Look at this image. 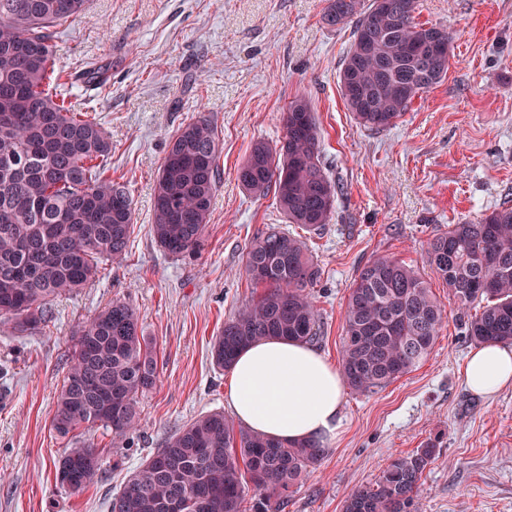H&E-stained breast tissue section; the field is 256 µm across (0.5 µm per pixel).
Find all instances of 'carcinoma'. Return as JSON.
Segmentation results:
<instances>
[{
    "label": "carcinoma",
    "instance_id": "cac0c4a2",
    "mask_svg": "<svg viewBox=\"0 0 512 512\" xmlns=\"http://www.w3.org/2000/svg\"><path fill=\"white\" fill-rule=\"evenodd\" d=\"M329 0V26L354 24L340 71L350 112L371 130L388 128L416 95L448 73L449 56L420 76L413 51L430 38L451 39L447 28L415 21V0ZM86 0H0V322L17 330L48 323L53 303L98 276L100 265L120 263L133 232L126 186L105 175L112 141L89 112L65 105L54 77L58 26L80 14ZM378 19L381 35L365 49V29ZM88 87L107 89L102 67L80 73ZM278 145L256 142L243 164L241 184L252 196L273 194L290 224L315 233L332 220L338 186L325 172L311 103L292 100L283 113ZM220 140L202 116L172 136L155 183L151 232L168 255L198 251L219 182ZM426 261L448 288L470 341L512 344V206L475 221L453 224L427 242ZM243 274L264 291L215 337L211 356L227 369L247 345L270 337L320 339L313 288L320 269L301 239L271 227L244 256ZM480 306L474 315L470 309ZM443 323L431 288L414 270L375 256L359 270L344 310L341 372L352 390L369 394L411 372L428 355ZM157 381V350L142 334L133 307L121 301L76 333L60 388L53 427L62 436L96 426L125 441L137 431L139 396ZM317 443L285 445L235 430L222 412L201 415L175 430L162 448L129 476L112 500L121 512H242L252 484V512H280L287 492L327 456ZM432 443L393 458L372 484L353 491L342 512H416L421 480L434 463ZM70 467L74 478L59 474ZM102 460L93 443L78 441L56 465V483L73 492L95 483Z\"/></svg>",
    "mask_w": 512,
    "mask_h": 512
}]
</instances>
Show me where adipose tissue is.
Returning <instances> with one entry per match:
<instances>
[{"label": "adipose tissue", "instance_id": "obj_1", "mask_svg": "<svg viewBox=\"0 0 512 512\" xmlns=\"http://www.w3.org/2000/svg\"><path fill=\"white\" fill-rule=\"evenodd\" d=\"M461 373L470 390L479 394L512 386V346H477ZM344 393L339 369L316 349L269 338L239 353L224 386V402L248 430L285 444H328L342 426Z\"/></svg>", "mask_w": 512, "mask_h": 512}]
</instances>
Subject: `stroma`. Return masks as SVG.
Listing matches in <instances>:
<instances>
[{"label": "stroma", "instance_id": "1", "mask_svg": "<svg viewBox=\"0 0 512 512\" xmlns=\"http://www.w3.org/2000/svg\"><path fill=\"white\" fill-rule=\"evenodd\" d=\"M328 0H88L60 29L56 72L77 111L96 112L112 140L107 167L133 201L125 260L58 298L34 332L0 323V512H109L126 478L176 429L224 408L226 373L211 343L259 294L243 274L246 248L270 227L304 237L321 272L314 289L322 337L341 361L343 312L359 267L387 255L419 271L444 322L418 368L372 395L346 392L331 451L290 494L284 512H342L390 458L426 443L439 450L423 475L418 512H512V387L466 389L472 348L454 300L424 260L449 225L512 204V0H417L416 22L453 33L446 77L418 94L394 126H360L339 73L352 27H332ZM109 65L105 92L73 79ZM310 100L329 177L340 188L325 228L288 224L274 197H250L238 170L252 145L278 144L290 101ZM221 141L220 181L198 252L166 254L151 224L153 187L171 136L200 116ZM132 306L157 347L158 379L141 399L138 431L125 442L93 428L102 459L96 483L72 492L54 464L71 446L51 422L76 330L112 302Z\"/></svg>", "mask_w": 512, "mask_h": 512}]
</instances>
